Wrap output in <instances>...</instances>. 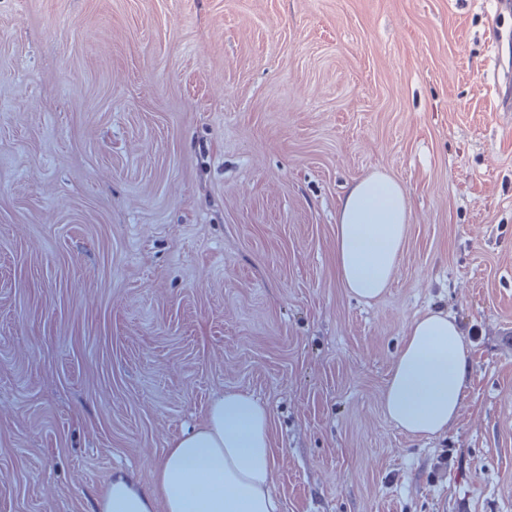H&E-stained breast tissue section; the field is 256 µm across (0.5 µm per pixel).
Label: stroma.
I'll list each match as a JSON object with an SVG mask.
<instances>
[{"mask_svg": "<svg viewBox=\"0 0 512 512\" xmlns=\"http://www.w3.org/2000/svg\"><path fill=\"white\" fill-rule=\"evenodd\" d=\"M0 0V512L148 485L224 389L272 413L282 512H512V2ZM375 170L412 207L378 299L336 276ZM441 308L448 434L382 391Z\"/></svg>", "mask_w": 512, "mask_h": 512, "instance_id": "1", "label": "stroma"}]
</instances>
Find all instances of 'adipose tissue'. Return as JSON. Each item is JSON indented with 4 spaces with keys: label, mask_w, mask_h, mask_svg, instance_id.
Here are the masks:
<instances>
[{
    "label": "adipose tissue",
    "mask_w": 512,
    "mask_h": 512,
    "mask_svg": "<svg viewBox=\"0 0 512 512\" xmlns=\"http://www.w3.org/2000/svg\"><path fill=\"white\" fill-rule=\"evenodd\" d=\"M411 222L399 180L375 171L354 182L336 212V268L343 288L375 299L390 284ZM468 382V346L460 323L440 309L415 319L383 393L386 417L404 433L431 437L457 422ZM271 414L253 395L228 390L202 423L173 440L151 486L112 477L97 512H280L271 490L276 450Z\"/></svg>",
    "instance_id": "ef3b65f1"
}]
</instances>
